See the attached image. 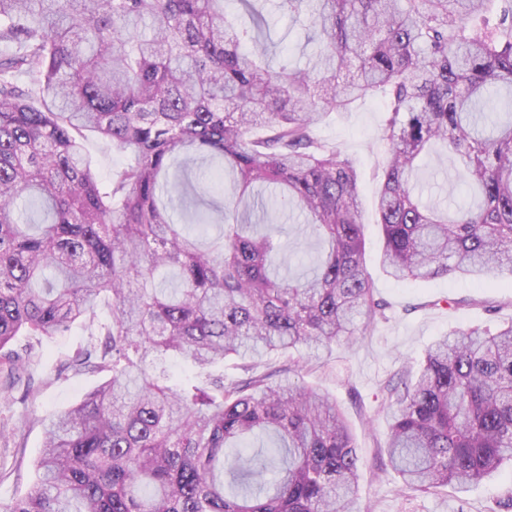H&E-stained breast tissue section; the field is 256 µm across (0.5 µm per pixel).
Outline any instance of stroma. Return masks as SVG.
<instances>
[{
    "instance_id": "1",
    "label": "stroma",
    "mask_w": 512,
    "mask_h": 512,
    "mask_svg": "<svg viewBox=\"0 0 512 512\" xmlns=\"http://www.w3.org/2000/svg\"><path fill=\"white\" fill-rule=\"evenodd\" d=\"M259 10L270 18L268 37L275 55L305 63L302 34L291 21L275 13L271 0H260ZM388 105L384 97L357 101L346 112L320 123L318 137L335 142L353 160L360 178L365 222V266L377 292L389 304L379 321L354 349L333 345L329 354L309 365L300 383L329 392L344 412L356 438L359 481L355 512H512L506 494L512 490V467L504 466L491 480L460 489L454 486L411 491L386 470L385 439L390 410L383 390L387 380L403 368L419 367L434 341L455 328L494 330L512 322V292L497 287L495 279L435 278L398 282L381 266L383 236L376 223L375 174L383 161L379 134ZM428 192L448 206L465 200V183L449 167L445 149L427 155L419 171ZM456 299L453 307L442 306ZM500 305L485 311L483 300ZM17 337V344L29 342ZM90 341L86 328L72 326L55 336L34 338L35 352L20 373L14 389H0V504L26 495L36 481L35 464L41 455L44 419L69 408L96 386L100 375L76 372L72 357Z\"/></svg>"
}]
</instances>
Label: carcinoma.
<instances>
[{
	"mask_svg": "<svg viewBox=\"0 0 512 512\" xmlns=\"http://www.w3.org/2000/svg\"><path fill=\"white\" fill-rule=\"evenodd\" d=\"M226 2L0 0V371L27 361L16 337L82 322L97 339L73 367L105 374L45 426L38 484L0 512H352L354 436L335 400L292 380L305 365L289 356L353 345L386 318L356 170L314 135L330 112L389 101L388 276H512V0H275L317 43L305 66L276 69L256 0H233L248 26ZM86 131L130 157L106 182ZM436 145L470 203L423 201L419 162ZM200 157L229 177L209 242L170 214L169 170ZM269 197L322 244L309 273L279 275ZM229 356L234 378L212 370ZM174 358L195 379L175 380ZM385 390L405 488L512 463V323L448 333Z\"/></svg>",
	"mask_w": 512,
	"mask_h": 512,
	"instance_id": "cac0c4a2",
	"label": "carcinoma"
}]
</instances>
